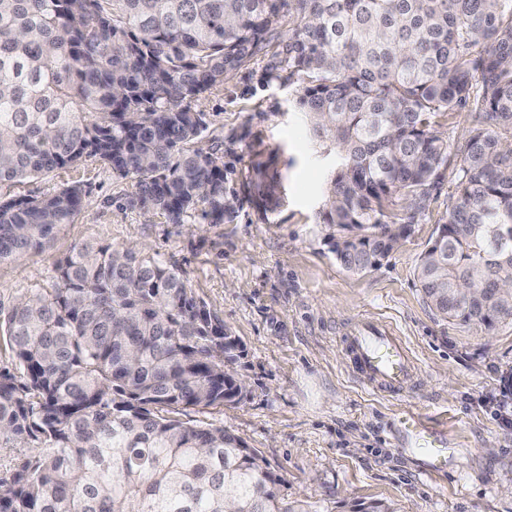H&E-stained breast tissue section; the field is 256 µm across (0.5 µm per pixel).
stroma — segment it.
<instances>
[{
	"label": "stroma",
	"instance_id": "obj_1",
	"mask_svg": "<svg viewBox=\"0 0 512 512\" xmlns=\"http://www.w3.org/2000/svg\"><path fill=\"white\" fill-rule=\"evenodd\" d=\"M297 20L283 6L275 35L222 90L194 107L207 129L201 145L224 163L236 195L233 221L194 216L171 224L133 210L134 181L96 162L33 177L16 191L41 196L61 183L86 191L82 221L63 225L43 251L0 264V318L35 288H51L56 264L79 242L146 249L174 263L186 285L235 336L230 369L245 385L224 407L187 420L224 426L281 478L284 505L346 512L381 499L396 512H512V321L488 328L446 321L427 305L415 265L452 203L442 178L411 234L377 267L344 270L326 242L319 210L331 163L294 104L297 83L270 77ZM385 323L410 344L416 372L397 397L361 387L342 341ZM413 412L445 434L447 468L424 477V458L405 451L399 419Z\"/></svg>",
	"mask_w": 512,
	"mask_h": 512
}]
</instances>
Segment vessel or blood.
I'll return each mask as SVG.
<instances>
[{
	"label": "vessel or blood",
	"mask_w": 512,
	"mask_h": 512,
	"mask_svg": "<svg viewBox=\"0 0 512 512\" xmlns=\"http://www.w3.org/2000/svg\"><path fill=\"white\" fill-rule=\"evenodd\" d=\"M350 352L356 380L378 393L396 395L407 389L415 360L407 343L386 325L361 327L343 340ZM404 444L426 459V475L441 472L448 464L446 441L439 432L426 428L414 415L401 420Z\"/></svg>",
	"instance_id": "obj_1"
}]
</instances>
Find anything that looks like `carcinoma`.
Masks as SVG:
<instances>
[{"instance_id": "carcinoma-1", "label": "carcinoma", "mask_w": 512, "mask_h": 512, "mask_svg": "<svg viewBox=\"0 0 512 512\" xmlns=\"http://www.w3.org/2000/svg\"><path fill=\"white\" fill-rule=\"evenodd\" d=\"M280 69L315 144L336 161L320 218L351 273L410 235L450 170L456 197L416 266L446 319H512V0H289ZM283 0H0V187L84 161L135 179L131 209L184 224L235 217L224 162L199 146L191 102L266 46ZM467 112L458 153L437 118ZM85 213L64 183L0 194V262L40 250ZM58 283L0 321V445L34 449L0 479V512H312L222 426L179 413L235 402L238 349L156 253L76 245ZM349 512H394L379 500Z\"/></svg>"}]
</instances>
